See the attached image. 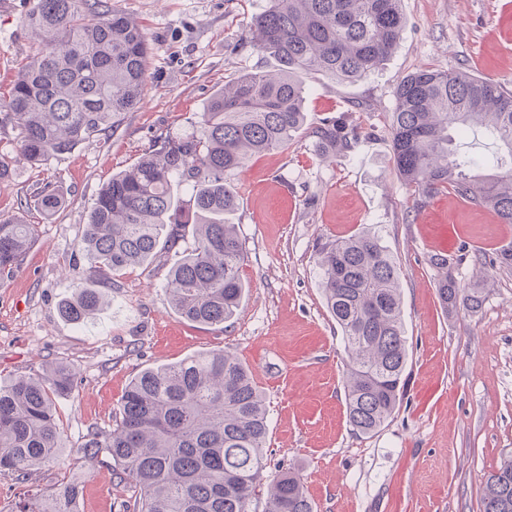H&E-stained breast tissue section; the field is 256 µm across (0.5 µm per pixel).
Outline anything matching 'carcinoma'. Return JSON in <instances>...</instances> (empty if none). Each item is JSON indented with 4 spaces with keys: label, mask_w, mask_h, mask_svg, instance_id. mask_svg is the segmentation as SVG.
Wrapping results in <instances>:
<instances>
[{
    "label": "carcinoma",
    "mask_w": 512,
    "mask_h": 512,
    "mask_svg": "<svg viewBox=\"0 0 512 512\" xmlns=\"http://www.w3.org/2000/svg\"><path fill=\"white\" fill-rule=\"evenodd\" d=\"M401 2L268 0L248 43L277 58L280 68L238 75L211 97L196 130L165 138L112 176L85 224L88 279L110 286L112 278L149 262L163 230L174 242L182 237L188 209L196 216L195 237L171 266L166 291L188 321L220 326L233 318L247 286L240 277L244 244L225 221L238 201L230 176L251 157L287 146L302 129L309 76L354 82L379 69L404 33ZM25 26L42 35V44L17 72L5 120L19 129L25 158L38 164L118 127L137 107L148 48L138 24L108 0H33ZM394 97L390 149L400 178L418 194L413 208L446 188L512 224V166L475 173L483 163L467 142L484 131L512 157V92L462 70L419 69L397 84ZM313 134L328 159L351 149L360 127L334 117ZM177 184L190 187L189 199H178ZM34 197L46 216L62 205L49 182ZM34 233L22 219H0L1 276L18 267ZM429 263L446 312L482 309L489 272L466 288L447 256L433 254ZM317 266L348 353V420L356 432L373 434L395 412L405 386L400 271L372 230L320 244ZM101 300L99 289L78 285L59 313L83 322ZM73 383L70 368L58 363L0 385V473L22 480L59 456L55 396ZM266 434L262 392L248 368L223 350L143 371L121 399L116 427L90 432L81 453L91 461L103 451L112 457L119 481L140 491L133 512H251L262 490L264 512H314L299 472L265 475ZM80 493L66 479L9 512H78ZM482 504L483 512H512V458L487 476Z\"/></svg>",
    "instance_id": "1"
}]
</instances>
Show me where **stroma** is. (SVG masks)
<instances>
[{
    "mask_svg": "<svg viewBox=\"0 0 512 512\" xmlns=\"http://www.w3.org/2000/svg\"><path fill=\"white\" fill-rule=\"evenodd\" d=\"M133 18L148 44L142 100L108 134L34 165L19 134L0 123V216L35 227L20 268L0 277V381L61 362L73 387L55 405L60 457L27 481L0 475V508L66 478L83 487L81 512H127L128 489L111 458L88 464L89 432L111 431L122 395L138 374L199 353L228 350L253 372L268 409L267 470L294 468L316 512H482L489 472L512 456V269H494L482 310L445 313L428 259L459 262L462 284L476 262L512 245V224L443 191L414 209L388 142L393 92L407 74L465 70L512 91V0H402L403 37L384 64L355 83L308 78L305 126L288 146L249 159L234 177L230 215L245 245L248 287L236 315L204 327L181 317L165 289L176 259L165 253L127 270L100 309L80 324L59 306L85 281L81 247L100 190L155 140L192 131L213 93L244 72L276 61L244 43L267 0H109ZM29 0L0 7V104L36 41L24 30ZM347 115L362 134L324 162L312 130ZM53 183L64 200L53 216L26 206ZM375 230L394 256L408 337L406 392L375 435L349 425L343 389L347 354L324 305L315 264L320 242Z\"/></svg>",
    "mask_w": 512,
    "mask_h": 512,
    "instance_id": "1",
    "label": "stroma"
}]
</instances>
